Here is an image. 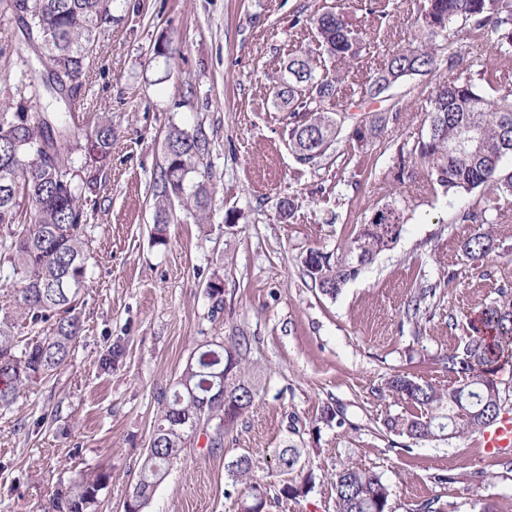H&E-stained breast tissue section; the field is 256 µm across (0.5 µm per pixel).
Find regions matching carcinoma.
I'll use <instances>...</instances> for the list:
<instances>
[{"label": "carcinoma", "mask_w": 512, "mask_h": 512, "mask_svg": "<svg viewBox=\"0 0 512 512\" xmlns=\"http://www.w3.org/2000/svg\"><path fill=\"white\" fill-rule=\"evenodd\" d=\"M30 3L27 27L43 40L48 66L65 71L70 84L80 89L112 0ZM355 10L370 19L375 42L364 38L341 6L325 5L309 18L316 48L288 53L272 77L273 106L288 113V147L309 170L320 167L327 152L342 142L350 157H361L375 147L388 123L400 120L399 103L381 115L353 121L343 139L337 116L385 98L410 76H430L446 64L452 76L432 88L426 131L389 145L392 179L416 182L419 192L434 197H471L454 222L471 225L461 248L482 268L496 253L493 224L502 216L503 203L512 199V171L504 174L500 168L502 159L512 156V78L456 44H480L499 58L511 55L512 0H415L412 41L389 49L384 0H357ZM439 38L448 49L442 60ZM365 60L374 63L373 75L360 82L355 68ZM66 96L63 89H51L45 73L30 70L21 73L12 97L0 100V226L9 234L0 253V281L17 286L14 311L0 317V410L67 366L83 332L79 305L90 279L89 210L97 201L86 196L87 185L76 173L86 168L91 152L101 161L110 160L112 120L105 112H91L84 141H79L71 113L49 112ZM206 151L200 133L177 126L168 131L167 166L154 205L156 244H165L174 202L197 215L208 209L205 185L185 194L186 177ZM21 199L32 204L30 224L20 223ZM409 209L405 195L376 206L369 223L354 229L335 250L310 249L303 259L304 275L322 294L337 297L362 267L393 248ZM436 293L435 285H417L407 301V317L417 321L427 314ZM15 313L34 335L15 332ZM468 330L464 344L436 360L448 373V383L400 372L386 379L385 391L403 404L402 412L386 415L387 432L419 443L479 433L499 419L504 399L498 374L512 364V289H499L493 301L469 318ZM248 343L244 336L211 339L187 361L173 392L161 396L127 512H139L148 504L183 448L202 437L205 447H222L224 436L252 407L263 387L247 359ZM126 352L124 340L111 341L103 348L99 368L112 371ZM303 454L294 445L274 451L278 471L293 475L279 489L285 499L303 498L314 487L313 474L304 473ZM256 468L249 454L228 465L234 482L248 486L242 512H261L267 504L262 486L253 482ZM107 481L101 471L82 473L74 488L55 494L54 512H95ZM334 491L336 512H392L389 486L357 464H345L336 472Z\"/></svg>", "instance_id": "carcinoma-1"}]
</instances>
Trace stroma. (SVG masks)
Segmentation results:
<instances>
[{
	"label": "stroma",
	"instance_id": "stroma-1",
	"mask_svg": "<svg viewBox=\"0 0 512 512\" xmlns=\"http://www.w3.org/2000/svg\"><path fill=\"white\" fill-rule=\"evenodd\" d=\"M325 0H114L92 67L82 79L77 125L87 108L112 118V157L97 180L91 280L84 329L70 364L0 411V512H43L56 488L96 469L109 474L96 512H124L158 413L188 359L213 337L249 336V362L264 389L221 451L184 448L143 512H240L241 484L228 464L250 454L255 480L277 491L267 469L274 449L306 451L315 485L304 498L269 499L267 512H336L332 483L353 462L392 490L393 512L438 499L444 512H471V494L512 512V460L483 456L476 435L409 443L383 420L401 405L385 378L402 371L443 380L435 363L466 334V316L512 286V217L499 224L500 255L482 276L461 251L469 227L458 198H421L392 250L381 253L336 298L312 288L301 261L336 249L403 187L387 179L385 142L420 131L433 79L415 76L393 94L403 111L361 158L331 151L301 172L288 148L286 115L271 80L292 49L312 42L307 21ZM43 57L0 25V98ZM201 131L207 153L188 185L204 183L203 218L176 208L167 244L154 241L153 201L166 166L170 127ZM358 178L360 188L349 187ZM295 213L281 221L282 200ZM238 223H226L229 215ZM224 282L223 308L206 292ZM437 284L431 316L404 309L417 282ZM127 341L112 372L97 361L106 342ZM336 421L320 422L323 406ZM455 476L452 484L439 483Z\"/></svg>",
	"mask_w": 512,
	"mask_h": 512
}]
</instances>
